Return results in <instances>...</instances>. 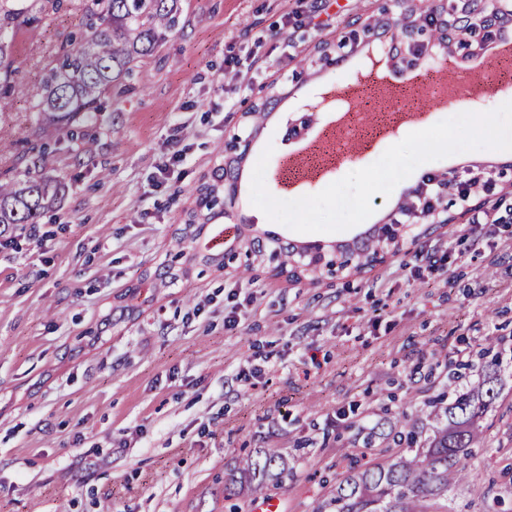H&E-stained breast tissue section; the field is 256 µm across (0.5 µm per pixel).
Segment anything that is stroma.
<instances>
[{
    "label": "stroma",
    "mask_w": 512,
    "mask_h": 512,
    "mask_svg": "<svg viewBox=\"0 0 512 512\" xmlns=\"http://www.w3.org/2000/svg\"><path fill=\"white\" fill-rule=\"evenodd\" d=\"M86 3L63 0L21 26L19 82H39ZM318 5L178 0L176 28L138 60L132 90L108 99L99 123L74 140L38 129L30 100L0 97V139L14 144L0 155V177L24 179L18 158L38 129L52 151L34 173L66 185L40 223L0 245V512H252L255 496L229 497L224 486L259 448L288 463L287 478L266 490L278 512H314L344 479L361 428L388 431L402 412L425 424L421 406L445 390L456 351L474 362L491 345L512 350V151L420 165L463 180L477 168L498 175L456 223L433 225L335 285L291 281L261 262L246 275L204 264L214 236L244 243L260 231L198 206L224 189L228 133L252 138L226 204L248 210L266 146L305 173L331 126L336 148L352 156L310 181L267 182L291 200L458 112L419 79L364 87L376 74L365 48L349 63L315 66ZM272 83L279 103L245 120ZM306 110L318 122L300 152L283 128ZM400 195H374L369 218L321 241L363 236ZM483 214L488 223H477ZM503 380L487 418L491 445L452 493L457 512L512 504V367Z\"/></svg>",
    "instance_id": "obj_1"
}]
</instances>
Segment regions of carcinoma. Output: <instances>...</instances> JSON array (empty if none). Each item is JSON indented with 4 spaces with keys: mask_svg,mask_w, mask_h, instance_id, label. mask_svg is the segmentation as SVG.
<instances>
[{
    "mask_svg": "<svg viewBox=\"0 0 512 512\" xmlns=\"http://www.w3.org/2000/svg\"><path fill=\"white\" fill-rule=\"evenodd\" d=\"M57 3L0 0V94L30 98L42 123L69 134L75 124L97 122L102 98L125 93L124 80L133 74L136 59L164 40L177 19L167 0H88L80 38L61 47L38 85L16 82L20 19ZM61 189L62 184L43 177L1 180L0 236L21 224L38 223ZM505 361L503 352L487 350L466 386L448 374V393L423 404L434 422L432 435L422 437L419 426L402 414L400 428L386 434L394 445L390 464L363 466L352 458L348 476L330 500L334 512H448V490L467 477L473 449L490 445L481 420L499 395ZM238 474L252 494L262 495L269 483L288 474V467L277 449L266 448L242 460Z\"/></svg>",
    "mask_w": 512,
    "mask_h": 512,
    "instance_id": "obj_1",
    "label": "carcinoma"
}]
</instances>
